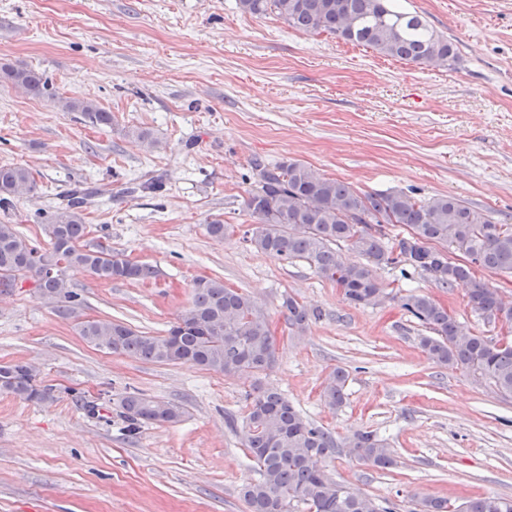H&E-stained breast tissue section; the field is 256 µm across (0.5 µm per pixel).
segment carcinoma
<instances>
[{
    "mask_svg": "<svg viewBox=\"0 0 512 512\" xmlns=\"http://www.w3.org/2000/svg\"><path fill=\"white\" fill-rule=\"evenodd\" d=\"M239 9L254 16L273 14L304 33H328L371 49L385 57L416 65L444 66L456 56V46L433 30L420 15L402 10L397 0H237ZM0 83L47 98L65 112H79L93 127L112 126V113L90 100L63 99L49 80L34 69L0 63ZM257 188L248 193L245 208L255 224L243 239L262 253L280 260L303 259L318 277L336 284L355 306L377 303L381 287L376 270L407 265L428 274L443 288H462L472 308L490 323L500 322L512 333V306L476 275V269L512 274V225L497 224L482 211L451 195L418 200L403 191L358 192L296 162L254 161ZM36 189L32 172L22 166L0 165V206ZM82 192L51 214L49 246L40 249L18 234L14 225L0 223V283L32 280L36 294L54 305L62 318L76 314L78 294L69 290L58 272L82 271L99 281L145 283L155 269L98 246L80 244L86 225ZM402 224L407 236L383 242L385 226ZM347 243L364 261L351 263L333 248ZM445 243L465 253L464 263L431 247ZM401 306L432 335L420 346L433 362L469 371L489 380L503 396L512 395V338L493 341L460 332L455 318L423 294L401 297ZM281 307L292 333L301 335L320 313L307 310L294 297ZM80 336L113 353L145 361L191 365L234 375L243 370L261 373L275 362L276 340L270 323L246 294L218 279L194 281L191 302L163 335H148L111 320L79 322ZM38 370L28 363L0 365V392L26 401L42 402L50 390L38 384ZM347 373L337 368L322 391L331 409L346 399ZM244 418L245 446L258 477L241 488L248 512H394L349 491L325 468L327 460L349 448L358 460L386 469L397 461L385 441L372 431H358L345 441L304 418L280 392L256 382L248 394ZM122 407L139 424L181 421V406L128 393ZM456 512H512V498L469 499Z\"/></svg>",
    "mask_w": 512,
    "mask_h": 512,
    "instance_id": "obj_1",
    "label": "carcinoma"
}]
</instances>
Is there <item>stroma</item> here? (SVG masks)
<instances>
[{"label":"stroma","mask_w":512,"mask_h":512,"mask_svg":"<svg viewBox=\"0 0 512 512\" xmlns=\"http://www.w3.org/2000/svg\"><path fill=\"white\" fill-rule=\"evenodd\" d=\"M398 2L454 41L451 65L385 58L241 13L236 0H0V59L112 114L111 127L94 128L0 86V165L29 168L38 185L0 207V222L47 247L48 215L86 188L85 245L156 270L143 285L68 271L82 301L70 319L30 280L0 288V364L36 366L50 390L42 402L0 393V512H247L240 489L257 473L243 420L257 380L334 436L384 439L395 467L344 453L328 469L395 512L426 498H512V396L431 361L419 343L427 330L400 298L432 297L470 334L496 340L500 324L478 316L463 289L398 267L377 270V304L354 307L306 261L243 239L257 159L296 160L364 192L452 195L512 225V0ZM137 129L156 146L131 138ZM150 179L161 189L129 192ZM216 218L229 226L220 240L206 231ZM200 277L249 295L267 317L270 369L229 377L161 365L78 333L77 322L98 317L163 332ZM286 295L321 314L303 336L288 329ZM337 367L348 380L333 410L321 393ZM133 391L185 415L128 433L121 400Z\"/></svg>","instance_id":"35a3bbf8"}]
</instances>
